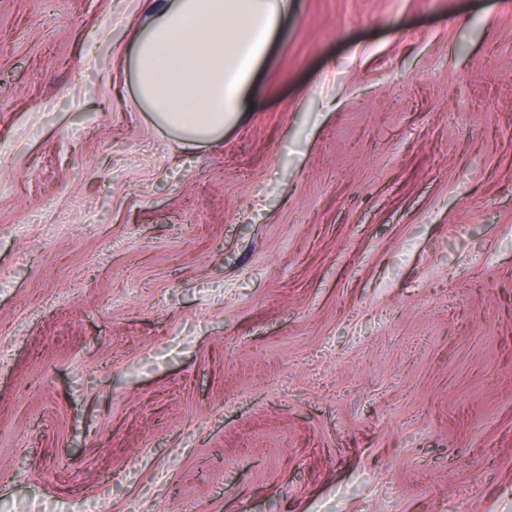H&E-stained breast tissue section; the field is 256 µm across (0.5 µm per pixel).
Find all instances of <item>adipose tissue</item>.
Here are the masks:
<instances>
[{
  "mask_svg": "<svg viewBox=\"0 0 512 512\" xmlns=\"http://www.w3.org/2000/svg\"><path fill=\"white\" fill-rule=\"evenodd\" d=\"M292 10V0H154L131 35L137 104L183 144L220 137Z\"/></svg>",
  "mask_w": 512,
  "mask_h": 512,
  "instance_id": "adipose-tissue-1",
  "label": "adipose tissue"
}]
</instances>
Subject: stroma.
I'll return each mask as SVG.
<instances>
[{"label": "stroma", "mask_w": 512, "mask_h": 512, "mask_svg": "<svg viewBox=\"0 0 512 512\" xmlns=\"http://www.w3.org/2000/svg\"><path fill=\"white\" fill-rule=\"evenodd\" d=\"M144 5L0 0V512H512V0H294L199 146Z\"/></svg>", "instance_id": "35a3bbf8"}]
</instances>
